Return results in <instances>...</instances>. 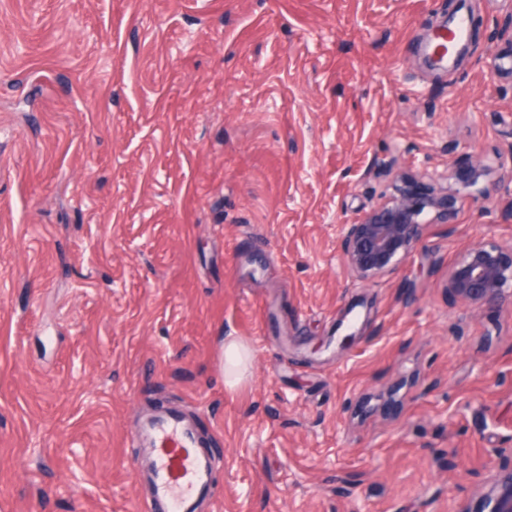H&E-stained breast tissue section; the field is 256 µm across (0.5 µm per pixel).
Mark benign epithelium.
<instances>
[{
    "mask_svg": "<svg viewBox=\"0 0 512 512\" xmlns=\"http://www.w3.org/2000/svg\"><path fill=\"white\" fill-rule=\"evenodd\" d=\"M485 166L471 167L461 187L448 190L400 174L394 194L367 212L359 222L345 225L341 249L351 275L369 281L394 274L432 223L450 224L468 197L485 196L479 186ZM448 292L489 309L512 308V245L482 240L471 246L448 270ZM481 512H512L508 496L485 498Z\"/></svg>",
    "mask_w": 512,
    "mask_h": 512,
    "instance_id": "7a95c632",
    "label": "benign epithelium"
}]
</instances>
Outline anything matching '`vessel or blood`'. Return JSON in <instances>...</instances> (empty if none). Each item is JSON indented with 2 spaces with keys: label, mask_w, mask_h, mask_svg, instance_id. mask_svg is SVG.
I'll list each match as a JSON object with an SVG mask.
<instances>
[{
  "label": "vessel or blood",
  "mask_w": 512,
  "mask_h": 512,
  "mask_svg": "<svg viewBox=\"0 0 512 512\" xmlns=\"http://www.w3.org/2000/svg\"><path fill=\"white\" fill-rule=\"evenodd\" d=\"M148 427L153 484L148 512H200V500L213 494L215 458L203 450L195 431L178 414H157Z\"/></svg>",
  "instance_id": "obj_1"
}]
</instances>
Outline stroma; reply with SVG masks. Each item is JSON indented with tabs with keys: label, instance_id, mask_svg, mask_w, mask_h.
<instances>
[{
	"label": "stroma",
	"instance_id": "obj_1",
	"mask_svg": "<svg viewBox=\"0 0 512 512\" xmlns=\"http://www.w3.org/2000/svg\"><path fill=\"white\" fill-rule=\"evenodd\" d=\"M483 26L425 60L449 11ZM512 0H0V512H145L162 408L205 512H479L512 483V310L449 295L512 244ZM482 158L398 272L343 225ZM356 339L348 350L338 341ZM253 350L228 386L217 336Z\"/></svg>",
	"mask_w": 512,
	"mask_h": 512
}]
</instances>
